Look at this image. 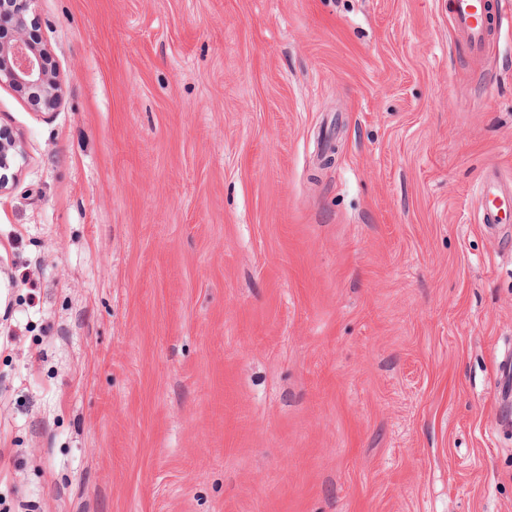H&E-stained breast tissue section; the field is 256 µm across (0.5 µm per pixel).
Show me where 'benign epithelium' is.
I'll return each mask as SVG.
<instances>
[{"label":"benign epithelium","mask_w":512,"mask_h":512,"mask_svg":"<svg viewBox=\"0 0 512 512\" xmlns=\"http://www.w3.org/2000/svg\"><path fill=\"white\" fill-rule=\"evenodd\" d=\"M34 0H0V86L6 85L36 111L60 105L63 82L35 18ZM26 163L21 140L0 124V195Z\"/></svg>","instance_id":"1"}]
</instances>
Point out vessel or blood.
Returning <instances> with one entry per match:
<instances>
[{
  "mask_svg": "<svg viewBox=\"0 0 512 512\" xmlns=\"http://www.w3.org/2000/svg\"><path fill=\"white\" fill-rule=\"evenodd\" d=\"M453 36L471 59L487 57L490 49L512 47V13L493 12L489 0H449ZM483 223H512V184L499 170L488 171L477 186Z\"/></svg>",
  "mask_w": 512,
  "mask_h": 512,
  "instance_id": "obj_1",
  "label": "vessel or blood"
}]
</instances>
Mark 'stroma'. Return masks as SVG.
<instances>
[{"mask_svg":"<svg viewBox=\"0 0 512 512\" xmlns=\"http://www.w3.org/2000/svg\"><path fill=\"white\" fill-rule=\"evenodd\" d=\"M0 86V512H512V55L448 0H37ZM35 0H0V86L7 85L36 111L60 105L63 82L35 18ZM26 163V154L21 140L13 130L0 124V195L14 183L18 172ZM482 201V224L512 223V187L499 170L488 171L477 186Z\"/></svg>","mask_w":512,"mask_h":512,"instance_id":"35a3bbf8","label":"stroma"}]
</instances>
